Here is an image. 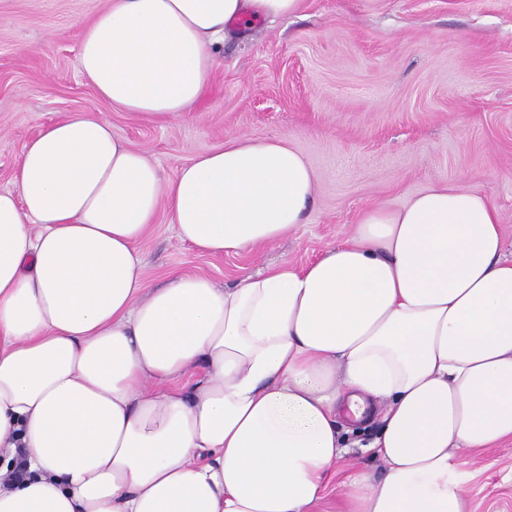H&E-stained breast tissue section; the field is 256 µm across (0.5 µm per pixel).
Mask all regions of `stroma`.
Here are the masks:
<instances>
[{
    "instance_id": "stroma-1",
    "label": "stroma",
    "mask_w": 512,
    "mask_h": 512,
    "mask_svg": "<svg viewBox=\"0 0 512 512\" xmlns=\"http://www.w3.org/2000/svg\"><path fill=\"white\" fill-rule=\"evenodd\" d=\"M107 0H0V192L21 145L85 109L167 178L233 137L291 135L317 175L304 224L237 256L182 244L166 212L139 245L147 281L170 271L233 285L287 261L303 267L343 242L359 214L402 207L430 183L489 197L512 252V0H303L226 44L208 95L159 124L112 108L82 75L85 27ZM337 427L346 464L381 471L361 447L374 424ZM471 512H512V443L461 455Z\"/></svg>"
}]
</instances>
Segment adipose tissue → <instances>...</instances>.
Instances as JSON below:
<instances>
[{"mask_svg":"<svg viewBox=\"0 0 512 512\" xmlns=\"http://www.w3.org/2000/svg\"><path fill=\"white\" fill-rule=\"evenodd\" d=\"M303 0H109L79 64L166 121L226 38ZM0 192V512H468L457 454L512 440V257L497 207L432 184L363 211L314 262L150 285L166 210L210 256L297 231L316 178L290 137L232 138L163 178L100 113L24 142ZM380 419L381 473H336V417ZM27 466L10 476L17 456Z\"/></svg>","mask_w":512,"mask_h":512,"instance_id":"obj_1","label":"adipose tissue"}]
</instances>
